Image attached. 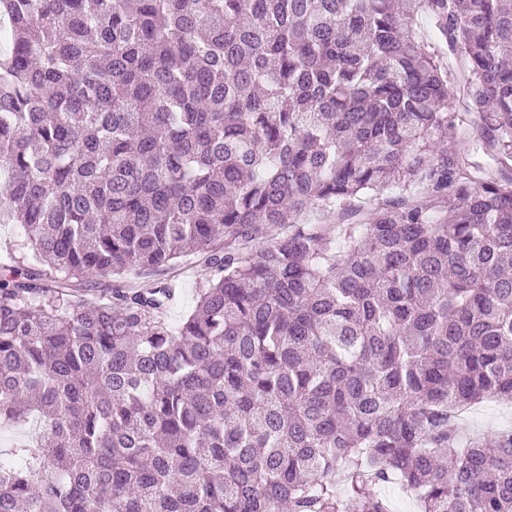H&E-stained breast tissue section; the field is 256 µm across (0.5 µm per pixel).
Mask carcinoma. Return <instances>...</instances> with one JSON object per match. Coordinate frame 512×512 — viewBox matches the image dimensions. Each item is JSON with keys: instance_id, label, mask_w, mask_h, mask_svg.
I'll return each mask as SVG.
<instances>
[{"instance_id": "carcinoma-1", "label": "carcinoma", "mask_w": 512, "mask_h": 512, "mask_svg": "<svg viewBox=\"0 0 512 512\" xmlns=\"http://www.w3.org/2000/svg\"><path fill=\"white\" fill-rule=\"evenodd\" d=\"M420 14L508 166L512 0H0V512H512L456 427L512 401V178L448 153ZM189 250L176 325L86 296ZM21 234L18 224H0V262L8 259L13 250L21 247ZM206 266L199 258L190 255L181 264L165 267L151 272L147 279L154 282H171L179 291L177 303L170 309L168 317L177 323L194 306L195 290L206 276ZM146 279V280H147Z\"/></svg>"}]
</instances>
